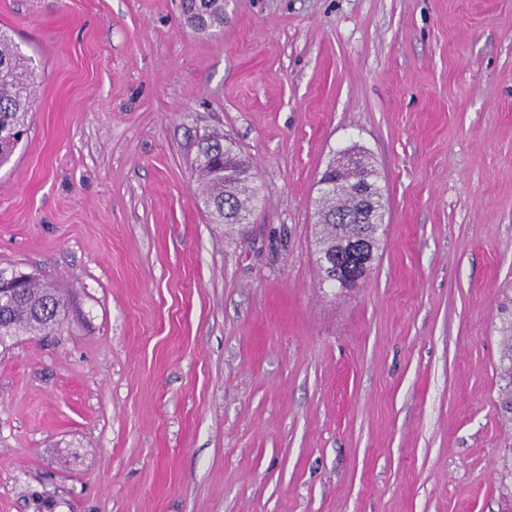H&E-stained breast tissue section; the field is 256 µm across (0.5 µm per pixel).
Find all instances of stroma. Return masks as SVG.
Here are the masks:
<instances>
[{
	"mask_svg": "<svg viewBox=\"0 0 512 512\" xmlns=\"http://www.w3.org/2000/svg\"><path fill=\"white\" fill-rule=\"evenodd\" d=\"M39 66L0 268L60 330L0 351V512H512V0H0ZM263 188L225 232L197 142ZM367 152L386 227L321 284L317 181ZM181 11L195 31L215 34L224 29V0H182ZM500 332L504 336L503 356L501 363V375L506 381L505 394L507 397L506 407L512 409V312L502 320Z\"/></svg>",
	"mask_w": 512,
	"mask_h": 512,
	"instance_id": "1",
	"label": "stroma"
}]
</instances>
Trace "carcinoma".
Segmentation results:
<instances>
[{
  "instance_id": "obj_1",
  "label": "carcinoma",
  "mask_w": 512,
  "mask_h": 512,
  "mask_svg": "<svg viewBox=\"0 0 512 512\" xmlns=\"http://www.w3.org/2000/svg\"><path fill=\"white\" fill-rule=\"evenodd\" d=\"M182 15L192 29L211 33L224 29V0H182ZM38 65L14 42L11 35L0 30V166L11 160L20 143L18 135L26 134L31 111L30 91L38 86ZM239 155L232 141L220 137L207 138L198 144L195 171L200 184L199 201L211 223L231 230L234 225L227 215L255 210L261 201V185L257 184L246 160L229 168V158ZM322 177L338 182L337 190L318 193L316 247L320 257L342 266L348 259L349 241L364 236L379 247L377 225L370 223L372 202L357 197L353 189L378 184V174L364 153L354 165L339 169L326 168ZM25 282L15 289L8 302H0V339L8 342L19 336L48 335L56 331L48 327L40 315L50 305H68V301L51 283L31 273H21ZM504 336L501 363L506 381L507 407L512 409V314L502 320Z\"/></svg>"
}]
</instances>
